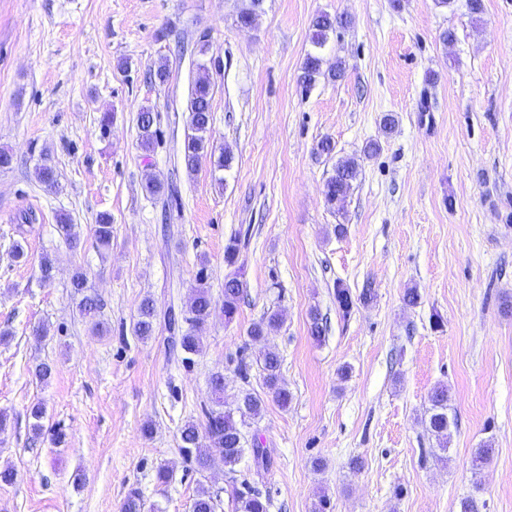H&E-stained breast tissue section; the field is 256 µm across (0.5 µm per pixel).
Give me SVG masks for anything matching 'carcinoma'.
<instances>
[{
  "mask_svg": "<svg viewBox=\"0 0 512 512\" xmlns=\"http://www.w3.org/2000/svg\"><path fill=\"white\" fill-rule=\"evenodd\" d=\"M263 0H249V5L238 14L237 22L242 28L252 26L257 12L261 9ZM346 24V20L336 14L326 12L317 14L310 23V43L314 51L306 54L302 66L301 81L305 86L314 84L323 75L331 78L341 76L342 63L323 71L324 57L322 47L326 46L330 33L336 28ZM212 92L207 77L198 78L189 104V129L184 145V165L189 173L197 170L204 158H209L213 167L224 170L231 166L233 157L231 152L223 149L220 152L213 150L207 133L211 129ZM156 116L148 108L141 109L136 116L138 139L142 148L149 150L156 142L157 130L154 129ZM360 172L359 159L355 156H347L338 159L333 174L327 178L324 186V196L328 205L335 206L345 200L352 190L353 183ZM36 179L46 187L52 189L57 185V175L50 157L43 158L34 171ZM97 243L106 247L112 239V217L102 213L97 217L94 229ZM238 241L229 239L224 246V263L228 272L224 276V299L221 306L214 304L209 289L206 286L204 275H199L197 285L193 289L187 314L184 322L188 329L179 336L180 349L185 354L184 360L192 361V356L202 350L200 337L195 333V328L206 323L216 313H221L224 322L230 323L238 313L241 299L247 292L248 283L244 278L241 268L237 267ZM72 288L74 293L82 295L78 305L81 316L93 324V330L103 331L102 322L97 320L101 309V301L93 295L83 294L86 288V278L78 272L73 276ZM335 298L339 310L347 316L351 313L355 303L363 305L373 299V289L365 288L357 296L352 297L349 289L338 284L335 288ZM155 310L150 299L145 298L138 307L136 319L132 323L133 335L147 339L154 333ZM283 321L282 313L274 311L259 321L253 323L248 329V337L252 342H261ZM256 362L260 364L264 375V382L275 402L286 407L291 400V392L281 376V360L279 355L270 350L260 352ZM211 398L215 408L206 412V420L203 425L187 422L180 430L181 451L193 458L200 469H205L210 459L219 455L224 460V466L234 470L242 458L244 448V435L235 419V413L257 417L264 410V399L248 390L241 393L236 410L224 409V374L216 371L209 377ZM426 428L434 437L437 447L442 451L448 450L453 429L457 427L456 416L451 412L448 386L439 384L430 394V408L425 418ZM495 448L486 442L483 446L474 450L472 454V469L481 470L487 465ZM237 512H268L269 504L263 500L260 494L249 491L236 493ZM216 498L205 487H200L192 503V512H215Z\"/></svg>",
  "mask_w": 512,
  "mask_h": 512,
  "instance_id": "obj_1",
  "label": "carcinoma"
}]
</instances>
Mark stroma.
<instances>
[{
	"label": "stroma",
	"mask_w": 512,
	"mask_h": 512,
	"mask_svg": "<svg viewBox=\"0 0 512 512\" xmlns=\"http://www.w3.org/2000/svg\"><path fill=\"white\" fill-rule=\"evenodd\" d=\"M483 3L476 23L466 0H264L243 28L244 0H0V147L13 154L0 169V330L10 332L0 342V469L14 473L0 483V512H120L133 487L142 512H189L202 486L235 512L248 485L269 512H312L322 494L329 512H460L466 498L480 512H512V314L502 306L512 300V0ZM321 12L349 21L324 49L344 75L307 88L309 24ZM163 58L168 81H147ZM204 70L210 140L234 160L190 173L188 106ZM144 107L158 114L148 152L136 127ZM387 113L397 118L389 134ZM326 137L334 156L316 151ZM370 141L381 152L362 156ZM45 155L58 189L34 177ZM347 155L359 156L361 173L335 209L324 184ZM152 176L177 195L147 194ZM27 210L35 223H20ZM103 212L112 243L102 252L93 226ZM61 213L77 248L55 230ZM338 224L348 227L340 238ZM232 238L247 295L233 322L216 316L198 328L202 350L184 362L171 338L185 328L199 272L222 302ZM46 255L55 277L45 285ZM78 270L103 302L106 335L78 314ZM338 281L355 295L371 285L372 302L343 316ZM410 287L420 294L413 307L403 300ZM145 297L157 324L142 339L131 326ZM314 307L328 319L320 342L309 333ZM271 310L281 326L265 345H247L248 327ZM264 346L282 359L288 408L266 397L254 364ZM41 362L49 381L34 374ZM217 370L225 405L244 389L265 396L244 432L265 448L267 468L248 455L236 472L218 457L201 471L183 455L180 428L204 422ZM441 382L458 419L442 461L423 424ZM486 442L493 458L473 472L472 452Z\"/></svg>",
	"instance_id": "1"
}]
</instances>
